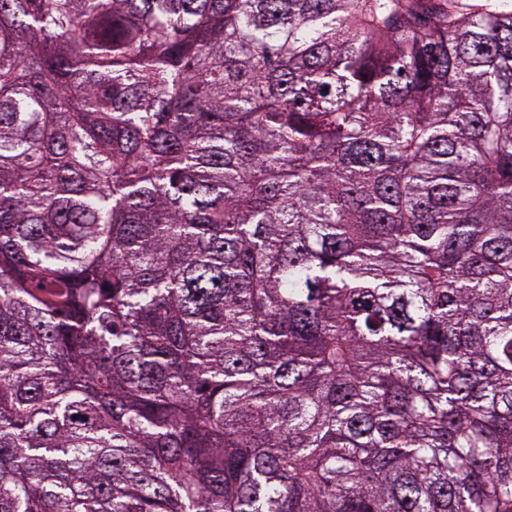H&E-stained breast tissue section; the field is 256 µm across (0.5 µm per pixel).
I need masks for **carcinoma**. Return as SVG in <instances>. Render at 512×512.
<instances>
[{"instance_id":"obj_1","label":"carcinoma","mask_w":512,"mask_h":512,"mask_svg":"<svg viewBox=\"0 0 512 512\" xmlns=\"http://www.w3.org/2000/svg\"><path fill=\"white\" fill-rule=\"evenodd\" d=\"M0 512H512L508 0H0Z\"/></svg>"}]
</instances>
